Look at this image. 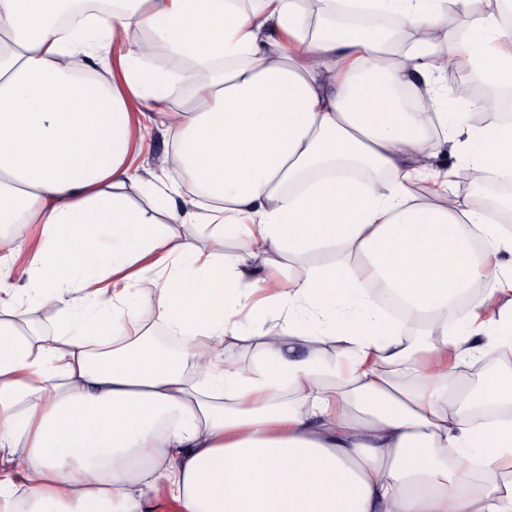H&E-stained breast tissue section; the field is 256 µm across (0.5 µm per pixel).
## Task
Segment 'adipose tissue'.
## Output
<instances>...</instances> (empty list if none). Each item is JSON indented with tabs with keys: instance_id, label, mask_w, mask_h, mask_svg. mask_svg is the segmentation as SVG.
Here are the masks:
<instances>
[{
	"instance_id": "adipose-tissue-1",
	"label": "adipose tissue",
	"mask_w": 512,
	"mask_h": 512,
	"mask_svg": "<svg viewBox=\"0 0 512 512\" xmlns=\"http://www.w3.org/2000/svg\"><path fill=\"white\" fill-rule=\"evenodd\" d=\"M72 2L0 0V228L26 279L0 294V512H145L159 484L182 512H512L499 484L512 375L476 391L456 379L512 350V301L471 248L512 254V122L469 124L444 84L466 65L512 90V0H370L393 25L363 32L318 24L336 0H113L73 15ZM161 51L183 66H152ZM156 114L187 187L132 164ZM431 130L508 188L498 206L450 187L416 197ZM345 162L371 178H336ZM204 231L215 252L192 246ZM327 248L339 259L280 288L284 254ZM373 281L425 324L423 347L403 346ZM25 299L68 332L17 331ZM270 307L284 322L267 324ZM154 310L176 354L149 341ZM252 324L261 363L221 361ZM308 343L336 344L342 363L297 355ZM399 364L412 385L394 382Z\"/></svg>"
}]
</instances>
